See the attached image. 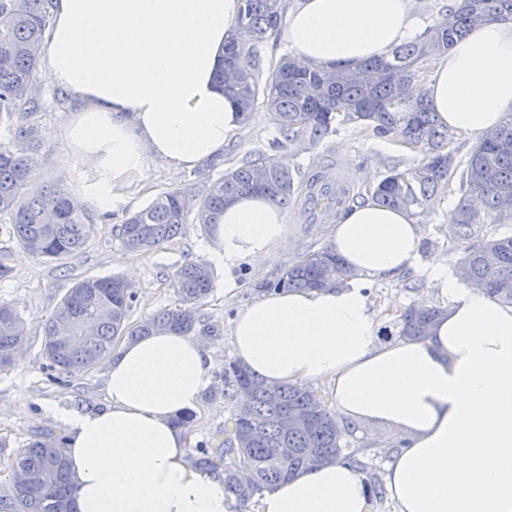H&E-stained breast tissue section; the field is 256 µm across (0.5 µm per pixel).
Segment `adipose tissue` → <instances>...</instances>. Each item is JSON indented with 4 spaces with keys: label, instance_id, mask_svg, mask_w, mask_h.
<instances>
[{
    "label": "adipose tissue",
    "instance_id": "adipose-tissue-1",
    "mask_svg": "<svg viewBox=\"0 0 512 512\" xmlns=\"http://www.w3.org/2000/svg\"><path fill=\"white\" fill-rule=\"evenodd\" d=\"M241 0H53L49 83L82 99L67 131L94 169L84 189L111 210L150 176L148 157L189 171L223 154L243 116L217 80ZM281 37L324 72L388 56L420 31L413 0H294ZM424 92L450 129L482 134L512 113V18L491 20L442 55ZM422 227L373 202L335 224L330 247L354 278L274 291L241 308L230 339L268 382L328 380L339 416L385 424L405 444L386 466L398 512H512V305L432 274L444 313L422 341L377 338L369 281L412 267ZM280 209L258 194L226 205L212 259L261 267L285 243ZM214 372L199 339L163 331L121 344L104 410L58 409L74 512H231L223 481L195 466L183 419ZM365 478L330 462L266 491L259 512H368Z\"/></svg>",
    "mask_w": 512,
    "mask_h": 512
}]
</instances>
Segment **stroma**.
<instances>
[{
    "mask_svg": "<svg viewBox=\"0 0 512 512\" xmlns=\"http://www.w3.org/2000/svg\"><path fill=\"white\" fill-rule=\"evenodd\" d=\"M40 108L29 118L40 134L35 152L33 181L37 184H62L71 192L84 191L90 163L72 151L67 129L79 102L44 78L37 76ZM278 133L263 109H256L249 122L229 139L224 154L214 166L200 170L177 171L165 161L148 158L149 184L132 182L120 191V198L109 215L89 208L92 231L83 249L60 262H44L25 252L9 225L0 223V262L8 265L11 276L0 281V302L11 303L25 324L26 336L14 363L0 370V464L31 437L50 435L65 439L66 427L56 418L53 407H72L86 411L106 405L107 363H100L74 378L58 374L43 353V328L52 310L77 280L85 277L117 275L131 284L135 298L129 311L130 324L136 325L160 311L181 307L173 286L176 269L185 262L210 263L214 237L201 225H185L181 234L145 253L128 251L118 236V226L131 212L146 207L162 192L181 188L202 191L229 167L261 156L288 160L297 168L298 181L323 166L334 164L341 171L359 174V192L374 188L389 167L404 170L421 161L418 151L396 142L377 138L351 126L338 127L317 147L300 152L291 145H278ZM458 201L450 196L423 221V236L415 264L393 279L373 281L369 296L380 324V336H396L397 319L411 304L434 301L438 284L430 274L433 264L455 269L460 252L448 236V219ZM304 205L295 202L285 207L287 244L273 247L260 270L243 264L224 273L215 268V288L197 312L203 323L215 326L217 335L205 342L214 358L211 398L202 400L189 429L191 448H214L225 438L224 424L235 404L223 395L224 368L234 360L229 340L236 311L262 296L265 285L281 274L304 251L328 247L331 224H311L303 218ZM390 427L373 423L356 424L351 437L358 458L377 475H384L389 458Z\"/></svg>",
    "mask_w": 512,
    "mask_h": 512,
    "instance_id": "obj_1",
    "label": "stroma"
}]
</instances>
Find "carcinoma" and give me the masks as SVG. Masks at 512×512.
<instances>
[{"label": "carcinoma", "instance_id": "obj_1", "mask_svg": "<svg viewBox=\"0 0 512 512\" xmlns=\"http://www.w3.org/2000/svg\"><path fill=\"white\" fill-rule=\"evenodd\" d=\"M51 3L0 0V125L10 132L7 141H0V221L11 225L26 252L49 262L76 254L90 233L85 208L65 187H30L38 139L37 128L24 118L38 109L35 72ZM283 12L282 0H243L239 37L227 42V72L233 78L226 81L221 74L219 79L244 120L260 104L287 143L313 147L335 131L334 125L354 124L411 144L423 154L422 161L403 172L390 170L370 192V200L417 216L434 210L453 191L463 199L478 196L484 212L461 201L450 215L448 232L461 251L456 273L512 304V235L493 233L478 248L468 245L474 235L496 229L503 217L512 215V114L484 133L464 161L453 147V134L438 123L416 84L420 70L459 39L495 17L512 15V0H456L439 21L395 47L389 58L339 69L332 77L292 54L283 55L263 81L259 49L282 23ZM299 114L306 116L302 125L294 123ZM296 191V172L287 162H246L224 170L200 193L175 189L160 194L146 208L126 216L121 238L128 250L144 252L174 239L188 222L212 229L224 202L243 193H258L283 207ZM353 277L326 247L300 256L270 286L277 291L312 290ZM174 287L184 303L197 305L212 292L213 273L203 263L187 262L176 272ZM133 298L130 286L119 277L76 282L45 325L44 352L51 366L76 376L108 358L115 339L122 336L133 340L155 330L210 332L181 308L133 327L128 322ZM442 313L436 305L405 309L398 319L399 336L426 339ZM90 315L96 326L84 346L71 351L54 346L63 326H74ZM23 338V321L13 307L0 303V369L11 365ZM244 383L251 387V398L238 403L231 419L246 435L228 433L224 447L203 448L196 458L206 471L221 470L224 488L239 508L300 471L331 461L358 464L356 450L344 443L350 427L339 425L328 400L310 387L268 383L236 362L224 370V394L239 392ZM287 416L296 423L284 425ZM283 440L294 449L286 459L273 452ZM11 464L27 468L40 482L31 491L1 488L0 512H72L69 469L59 440L38 435L15 453Z\"/></svg>", "mask_w": 512, "mask_h": 512}]
</instances>
